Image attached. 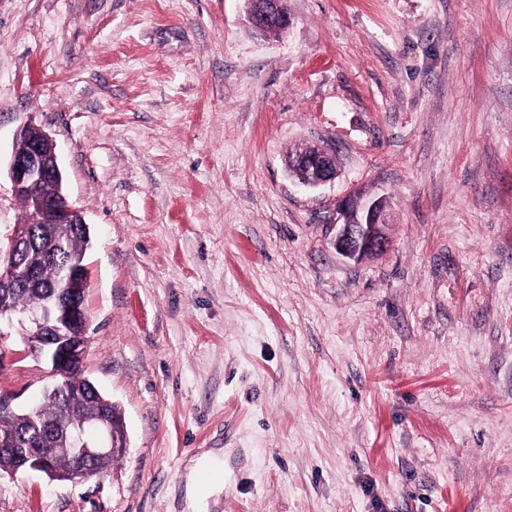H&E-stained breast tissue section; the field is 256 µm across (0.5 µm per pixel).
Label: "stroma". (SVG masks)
<instances>
[{
    "label": "stroma",
    "instance_id": "1",
    "mask_svg": "<svg viewBox=\"0 0 512 512\" xmlns=\"http://www.w3.org/2000/svg\"><path fill=\"white\" fill-rule=\"evenodd\" d=\"M286 5L260 37L245 0H0V164L23 125L57 143L128 437L98 476H0V512H512V0ZM353 190L391 201L361 262ZM50 382L0 327L15 410ZM288 168L303 171L301 184L318 188L336 178V153L332 148H315L314 151H299L288 157ZM388 200L384 196L367 197L348 194L336 203L330 221L335 231L333 243L345 258L359 261L387 249L388 238L383 232Z\"/></svg>",
    "mask_w": 512,
    "mask_h": 512
}]
</instances>
